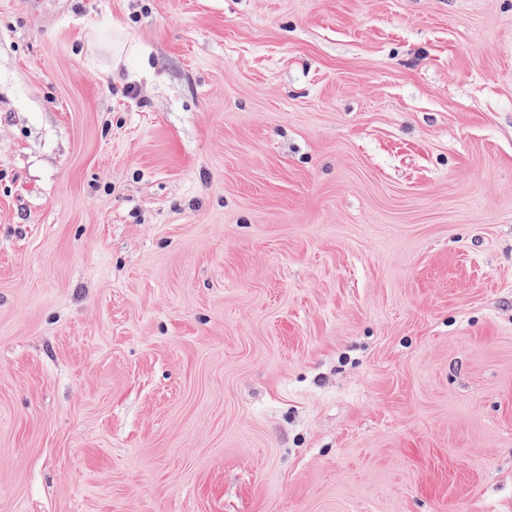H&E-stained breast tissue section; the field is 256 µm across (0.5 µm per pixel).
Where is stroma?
Instances as JSON below:
<instances>
[{"instance_id":"obj_1","label":"stroma","mask_w":512,"mask_h":512,"mask_svg":"<svg viewBox=\"0 0 512 512\" xmlns=\"http://www.w3.org/2000/svg\"><path fill=\"white\" fill-rule=\"evenodd\" d=\"M0 512H512V0H0Z\"/></svg>"}]
</instances>
